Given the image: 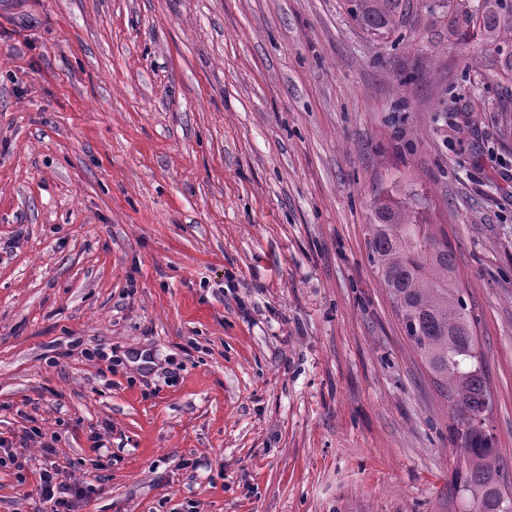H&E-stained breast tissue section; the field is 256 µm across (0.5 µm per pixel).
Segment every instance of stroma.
Listing matches in <instances>:
<instances>
[{"mask_svg": "<svg viewBox=\"0 0 512 512\" xmlns=\"http://www.w3.org/2000/svg\"><path fill=\"white\" fill-rule=\"evenodd\" d=\"M410 3L0 0V512H46L33 428L79 512H454L388 194L448 234L512 458V0ZM355 22L367 32L380 36L390 34L401 24L409 0H348Z\"/></svg>", "mask_w": 512, "mask_h": 512, "instance_id": "stroma-1", "label": "stroma"}]
</instances>
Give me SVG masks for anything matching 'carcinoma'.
I'll use <instances>...</instances> for the list:
<instances>
[{"label":"carcinoma","instance_id":"cac0c4a2","mask_svg":"<svg viewBox=\"0 0 512 512\" xmlns=\"http://www.w3.org/2000/svg\"><path fill=\"white\" fill-rule=\"evenodd\" d=\"M350 2L355 22L376 36L398 28L409 4ZM372 216L366 227L368 260L406 338L448 394V428L457 461L452 498L460 509L503 512V500L512 502V486L504 479L509 469L487 426L490 392L448 237L400 198L377 199Z\"/></svg>","mask_w":512,"mask_h":512}]
</instances>
